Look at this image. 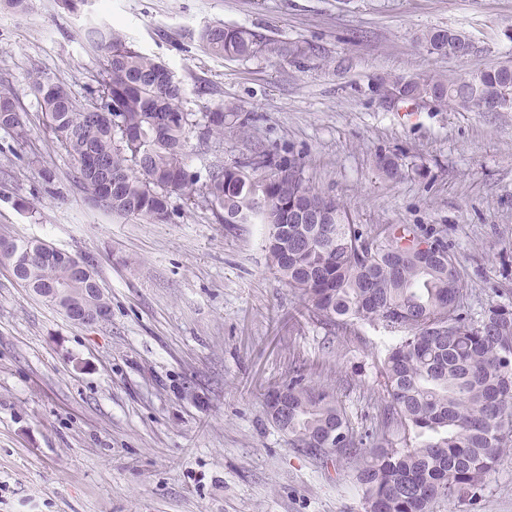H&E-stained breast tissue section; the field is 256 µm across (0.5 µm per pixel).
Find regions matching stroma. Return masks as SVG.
<instances>
[{
	"label": "stroma",
	"mask_w": 512,
	"mask_h": 512,
	"mask_svg": "<svg viewBox=\"0 0 512 512\" xmlns=\"http://www.w3.org/2000/svg\"><path fill=\"white\" fill-rule=\"evenodd\" d=\"M243 26L291 47L229 59L199 39ZM108 24L168 65L183 105L236 109L244 127L193 134L188 163L230 165L254 151L303 163L323 193L371 232L412 224L447 240L472 311L512 304V112L390 102L382 82L459 75L512 61V0H91L79 12L30 0L0 10V79L29 130H0V235L86 260L110 300L94 325L69 320L0 265V512H365L354 464L291 447L266 397L302 371L345 407L357 435L380 434V362L406 331L344 334L303 314L272 267L263 224H221L201 194L172 196L168 223L98 208L49 138L28 75L79 97L98 58L85 38ZM474 44L428 53L431 29ZM398 159L388 177L381 157ZM512 512V453L477 504Z\"/></svg>",
	"instance_id": "1"
}]
</instances>
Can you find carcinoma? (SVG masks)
Segmentation results:
<instances>
[{"mask_svg": "<svg viewBox=\"0 0 512 512\" xmlns=\"http://www.w3.org/2000/svg\"><path fill=\"white\" fill-rule=\"evenodd\" d=\"M87 37L99 67L84 99L39 69L29 74V88L46 130L76 163L75 183L104 194L101 208L163 224L171 194L190 198L199 191L220 223L267 225L269 259L301 294L308 317L341 330L358 323L410 330L382 362L386 417L372 447H363L339 401L305 384L301 373L273 390L288 413L280 427L288 443L354 462L366 512H431L438 502L482 498L487 476L512 451V306L489 303L471 312L446 241L425 238L409 224L365 233L348 204L319 192L295 160L261 150L210 166L198 183L187 165L191 134L201 127L203 135L223 138L224 105L203 113L201 124L184 109L185 88L166 65L109 25L90 27ZM200 39L220 57L288 52L243 27L207 26ZM423 41L429 53L452 57L469 38L432 29ZM503 86L512 89L511 64L389 84L411 103L427 97L439 107L512 112V98L496 96ZM0 129L26 142L17 96L3 82ZM309 206L323 208L321 223L306 222ZM0 260L45 300L57 287L89 288L70 304L79 311L109 306L95 278L62 252L1 236Z\"/></svg>", "mask_w": 512, "mask_h": 512, "instance_id": "1", "label": "carcinoma"}]
</instances>
